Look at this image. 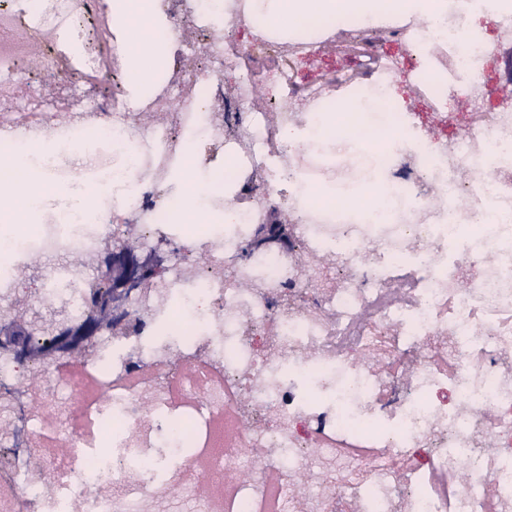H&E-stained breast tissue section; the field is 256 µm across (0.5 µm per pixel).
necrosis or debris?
Listing matches in <instances>:
<instances>
[{
	"instance_id": "4bbe7bcc",
	"label": "necrosis or debris",
	"mask_w": 512,
	"mask_h": 512,
	"mask_svg": "<svg viewBox=\"0 0 512 512\" xmlns=\"http://www.w3.org/2000/svg\"><path fill=\"white\" fill-rule=\"evenodd\" d=\"M248 3L160 0L163 26L142 30L172 63L133 112L111 0H0V315L36 256L45 288L29 306L82 322L104 240L131 224L138 243L171 240L166 189L196 141L202 165L234 161L232 194L203 211L243 217L184 242L204 257L195 275L173 261L130 298L128 332L101 331L77 371L0 352L10 512H173L179 499L191 512H512V153L496 151L512 146V100L492 92L512 71L486 65L512 50V14L460 83L431 66L415 15L282 38ZM335 42L364 46L363 83L299 81ZM395 78L427 100L447 84L466 106L459 131L437 121L427 145L406 112L371 128L363 97ZM339 93L361 157L378 160L353 194L316 180L339 155L312 123ZM288 127L301 144L281 142ZM273 162L288 181L276 196ZM58 187L85 207L51 205ZM275 210L289 251L240 261ZM404 278L408 298L382 302ZM49 434L62 455L35 444Z\"/></svg>"
}]
</instances>
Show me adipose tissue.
<instances>
[{
	"label": "adipose tissue",
	"mask_w": 512,
	"mask_h": 512,
	"mask_svg": "<svg viewBox=\"0 0 512 512\" xmlns=\"http://www.w3.org/2000/svg\"><path fill=\"white\" fill-rule=\"evenodd\" d=\"M257 16L271 23L280 32L289 27L314 20L321 15H332L345 20L356 17L373 25L384 24L390 16L412 12H423L428 23H438L447 11L445 0H388L386 7H378L376 0H253ZM166 44L160 42L141 43L133 51L131 77L138 88L136 95L129 100L130 109H137L140 94L150 89L151 83L158 78L166 62ZM218 182L202 180L197 191H186L179 195L173 208L172 218L177 224H196L207 221L210 224L223 225L232 230L238 222L234 211L223 210L207 218H199L198 193H208L218 189Z\"/></svg>",
	"instance_id": "1"
}]
</instances>
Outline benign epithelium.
<instances>
[{"label":"benign epithelium","instance_id":"benign-epithelium-1","mask_svg":"<svg viewBox=\"0 0 512 512\" xmlns=\"http://www.w3.org/2000/svg\"><path fill=\"white\" fill-rule=\"evenodd\" d=\"M272 245L283 252L288 251V240L268 235L253 243L251 253L267 250ZM172 255L171 251L128 244L105 246L100 260L101 278L90 285L94 300L81 324L73 326L63 320L57 321L54 336L44 344L31 346L25 336L41 315L24 306L13 315L0 318V347L32 360H56L75 350L85 357L92 355V340L101 328L115 332L129 329L125 315L131 293L154 282L165 271Z\"/></svg>","mask_w":512,"mask_h":512}]
</instances>
